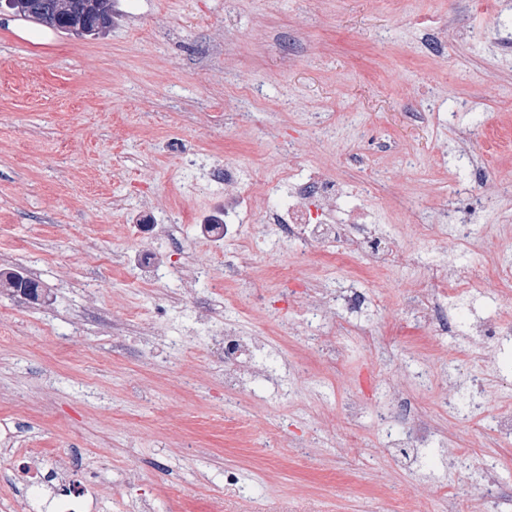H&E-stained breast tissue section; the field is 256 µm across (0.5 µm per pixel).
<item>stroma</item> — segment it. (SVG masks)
<instances>
[{
    "label": "stroma",
    "mask_w": 512,
    "mask_h": 512,
    "mask_svg": "<svg viewBox=\"0 0 512 512\" xmlns=\"http://www.w3.org/2000/svg\"><path fill=\"white\" fill-rule=\"evenodd\" d=\"M102 35L0 28V445L43 441L101 482L96 512H512V340L424 331L407 304L428 266L512 259V0H114ZM440 36L429 52L425 33ZM261 175L225 187L211 169ZM336 177L410 260L393 283L358 258L261 228L284 171ZM472 192L473 238L416 235ZM256 209L249 251L201 226L225 197ZM178 219L177 241L161 227ZM152 257L165 276L143 264ZM204 280L189 282L188 260ZM373 295L335 320L328 348L302 308L349 281ZM138 323L127 326L128 310ZM512 318V292L453 299L473 324ZM266 343L244 387L224 389L217 332ZM480 379L481 414L449 411V382ZM359 402L358 417L346 411ZM424 425L425 447L400 448ZM496 462L494 487L479 469ZM238 470L235 489L224 471Z\"/></svg>",
    "instance_id": "1"
}]
</instances>
